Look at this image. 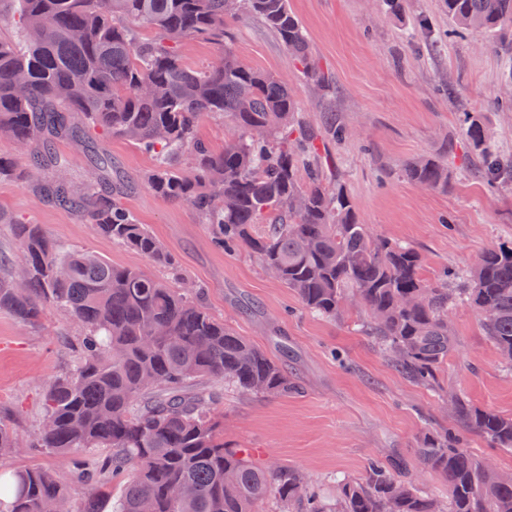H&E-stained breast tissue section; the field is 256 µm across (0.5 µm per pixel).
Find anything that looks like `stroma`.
<instances>
[{
	"label": "stroma",
	"instance_id": "stroma-1",
	"mask_svg": "<svg viewBox=\"0 0 512 512\" xmlns=\"http://www.w3.org/2000/svg\"><path fill=\"white\" fill-rule=\"evenodd\" d=\"M310 47L331 78L322 88L305 78L275 34L254 17L232 22L233 48L245 64L288 81L304 122L322 127L335 112L347 133L325 150L361 221L381 237L410 244L421 273L435 280L473 266L493 244L512 241V183H490L463 137L458 115H479L496 146L512 154V111L494 107L512 86L500 53L480 34L449 39L443 0H406L402 13L381 0H289ZM97 151L112 160L125 186L122 202L165 246L189 279L205 287L214 316L277 359L303 388L265 398L210 380L220 393L212 414L224 422V442L258 462L302 470L324 492L337 475L361 477L370 460L394 470L418 466L422 434L450 425L436 396L398 373L360 327V308L344 318L305 311L295 293L245 253L217 249L190 206L154 194L143 177L149 156L128 141L97 135ZM421 156L448 168L447 190L408 181L405 167ZM44 175L0 180V213L44 227L65 247L86 250L118 267L164 276L136 252L114 245L77 212L44 194ZM457 347L444 382L473 405L512 414V375L503 371L480 316L460 304L451 314ZM82 327L48 311L24 326L0 312V421L24 439L41 428L44 397L80 358ZM37 465L67 483L73 507L86 495L68 459L36 450L10 467Z\"/></svg>",
	"mask_w": 512,
	"mask_h": 512
}]
</instances>
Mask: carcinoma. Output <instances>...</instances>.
I'll return each mask as SVG.
<instances>
[{"label": "carcinoma", "instance_id": "cac0c4a2", "mask_svg": "<svg viewBox=\"0 0 512 512\" xmlns=\"http://www.w3.org/2000/svg\"><path fill=\"white\" fill-rule=\"evenodd\" d=\"M19 34L0 33V134L20 147L71 139L83 147L75 118L150 155L146 185L157 195L190 205L208 224L214 245L245 251L291 289L309 312L341 319L355 296L366 330L391 366L433 391L456 426L512 451V414L468 403L447 388L443 375L456 348L450 307L466 302L480 315L502 367L512 373V242L489 248L450 288L456 274L427 281L409 245L375 236L361 222L347 190L323 162L318 134L299 125L288 82L242 63L227 26L261 19L316 83L318 68L308 36L288 0H4ZM454 27L448 38L481 32L509 51L512 0H444ZM201 38L220 46L197 69L180 46ZM229 124L220 151L197 136L201 116ZM484 125L464 114V137L492 180L512 179V155L491 148ZM190 154L192 173L180 159ZM51 168L50 192L84 213L95 230L118 246L167 269L168 279L140 268L116 267L90 251H71L40 224L0 214L24 254L27 277L0 273V311L23 325L50 309L65 312L84 330L76 375L53 383L44 422L23 441L0 424V459L31 448L76 458L108 448L105 466L128 477L113 512H512V481L492 462L475 458L450 429L428 431L416 448L420 469L393 473L373 460L361 479L335 480L328 497L301 472L275 463L257 465L224 446V431L209 412L214 399L194 388L208 378L254 395L281 398L301 385L265 351L215 317L203 286L185 277L163 244L121 203L111 159L95 155L91 180L75 183L58 154L33 158ZM407 180L446 190L448 167L425 157L404 169ZM21 175V164L0 156V180ZM448 487V497L424 491L422 473ZM179 484L175 502L169 487ZM5 512H39L48 497L71 503L68 486L40 466L0 468ZM104 485L88 493L79 512H99Z\"/></svg>", "mask_w": 512, "mask_h": 512}]
</instances>
